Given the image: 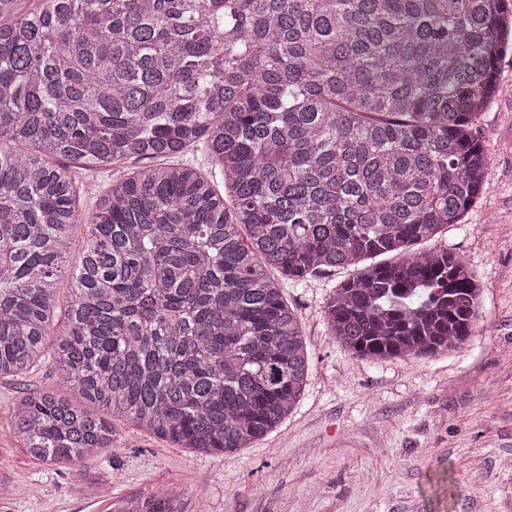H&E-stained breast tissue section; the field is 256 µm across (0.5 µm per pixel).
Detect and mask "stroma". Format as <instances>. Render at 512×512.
<instances>
[{
    "mask_svg": "<svg viewBox=\"0 0 512 512\" xmlns=\"http://www.w3.org/2000/svg\"><path fill=\"white\" fill-rule=\"evenodd\" d=\"M477 123L489 162L464 223L419 243L467 259L483 285L474 336L428 358L369 361L326 326V303L346 277L323 274L283 295L298 313L310 371L298 407L252 447L202 456L114 422L111 447L76 466L31 458L8 411L56 384L52 362L0 378V512H108L111 501L165 484L188 488L197 512H512V54ZM130 163L80 171L85 218Z\"/></svg>",
    "mask_w": 512,
    "mask_h": 512,
    "instance_id": "obj_1",
    "label": "stroma"
}]
</instances>
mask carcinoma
Here are the masks:
<instances>
[{"label":"carcinoma","mask_w":512,"mask_h":512,"mask_svg":"<svg viewBox=\"0 0 512 512\" xmlns=\"http://www.w3.org/2000/svg\"><path fill=\"white\" fill-rule=\"evenodd\" d=\"M17 3L0 0V378L50 354L82 399L13 403L30 456L92 460L114 417L204 455L280 428L310 362L271 269L354 270L326 319L360 359L474 335L470 265L410 247L479 200L474 125L512 51V0ZM200 142L230 208L195 166L163 163ZM126 160L141 166L100 197L69 263L86 223L73 171ZM111 512L194 510L175 486Z\"/></svg>","instance_id":"1"}]
</instances>
